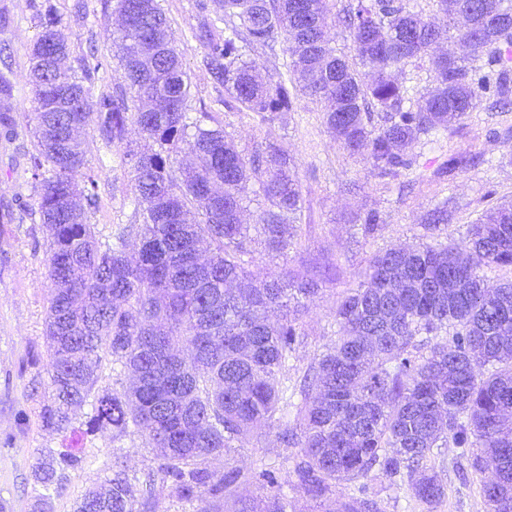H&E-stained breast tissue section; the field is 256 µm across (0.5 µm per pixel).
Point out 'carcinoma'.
Here are the masks:
<instances>
[{
    "mask_svg": "<svg viewBox=\"0 0 512 512\" xmlns=\"http://www.w3.org/2000/svg\"><path fill=\"white\" fill-rule=\"evenodd\" d=\"M329 0H219L224 38L202 42L211 79L240 112H288L294 94L324 104L327 128L353 154L383 172L411 166L410 150L421 135L448 126L477 108L484 93L512 91V0H435L445 19L469 20L448 38L469 44L465 57L433 53L443 29L395 0H355L344 23L355 63L336 54L326 38ZM120 17L113 39L121 95L103 97L87 110L90 89L70 68H52L32 53L36 156L48 167L38 200L41 223L52 232L47 249L51 299L46 321L50 402L44 427L69 429L71 414L92 408L85 433L130 427L160 449L157 473L180 500L219 512L224 497L244 483L269 489L263 512H287L282 484L268 469L243 473L207 465L232 442L288 405L281 374L303 340L301 299L314 283L288 273L262 278L245 266L249 227L241 222L238 187L264 172L270 207L255 225L261 244L283 253L299 236L300 185L288 156L272 147L245 156L224 128L188 115L190 81L183 69L161 0H113ZM39 36L64 54L69 44L57 29L52 6ZM282 37L291 54L290 76L263 77L243 60L242 45H267ZM428 61L433 85L403 107V86L392 71L411 60ZM484 60L480 67L471 62ZM361 70H356V67ZM142 103L136 111L131 104ZM388 113L371 125L369 107ZM79 130L97 125L110 141L128 126L153 147L128 152L133 161L135 204L143 222L115 234L104 248L88 222L79 183L87 150ZM188 151L191 167L174 175L173 156ZM139 236L138 259L125 252V236ZM209 259L200 260L201 244ZM470 259L458 247L422 245L376 254L367 285L336 306V341L299 384L295 404L301 434L282 441L303 448L293 488L322 500L340 482L357 484L343 512H380L365 479L404 483L432 510L444 487L431 465L434 449L448 444L495 463L481 485L487 512H512V281L488 289L484 267L512 266V204L484 212L470 225ZM279 310L271 323L268 312ZM189 359L174 351L178 342ZM129 368L135 382L119 392L97 391L106 360ZM83 448L57 459L41 455L33 469L42 492L61 487L68 468L92 463ZM135 473L114 461L103 491L77 502L75 512H148L154 478L145 481L142 510L130 497Z\"/></svg>",
    "mask_w": 512,
    "mask_h": 512,
    "instance_id": "1",
    "label": "carcinoma"
}]
</instances>
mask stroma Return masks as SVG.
Here are the masks:
<instances>
[{
  "mask_svg": "<svg viewBox=\"0 0 512 512\" xmlns=\"http://www.w3.org/2000/svg\"><path fill=\"white\" fill-rule=\"evenodd\" d=\"M49 3L70 44L68 66L87 72L84 83L91 89V104L118 89L112 0H0V72L13 84L11 95H0V112L20 117L30 107L26 74ZM162 4L191 80L190 117L210 113L227 139L246 155L275 145L288 156L299 180L300 238L277 256L260 244H250L247 256L254 273L274 276L287 269L318 281L319 291L307 299L301 316L305 338L288 362L289 380L317 363L333 343L336 302L363 282L374 254L448 242L467 248L470 224L486 209L512 202V107L503 108L494 96H484L475 111L448 128L422 137L413 149L411 169L384 174L343 148L329 132L323 107L315 99L297 96L293 110L272 122L224 106V89L213 84L204 70L195 38L204 17L214 16V7L200 9L198 0H162ZM85 138L94 181L84 192L95 199L86 212L105 244L118 227L142 221L134 202L131 164L125 157L127 145L139 144L140 138L131 131L125 142L109 143L93 126ZM34 152L32 126L20 123L14 135L0 130V504L6 512H33L32 470L39 453L90 448L96 454L94 463L68 470L46 508V512H74L80 498L111 474L114 459L140 475L157 470L160 459L145 435L134 428L119 438L108 429L85 434L91 413L87 406L77 411L69 430L42 425L41 410L51 397L46 343L51 285L44 264L48 230L37 213L40 183L32 176ZM452 154L464 157L465 166L450 175L442 173ZM436 210L445 211L448 220L432 229L427 216ZM370 212L377 214L378 227L368 236L363 219ZM295 425L293 411L280 412L216 460L215 468H268L280 480L293 479L302 453L283 445L281 435ZM432 465L445 488L435 510L377 478L370 485L378 493L381 512H486L482 476L458 449H435Z\"/></svg>",
  "mask_w": 512,
  "mask_h": 512,
  "instance_id": "35a3bbf8",
  "label": "stroma"
}]
</instances>
